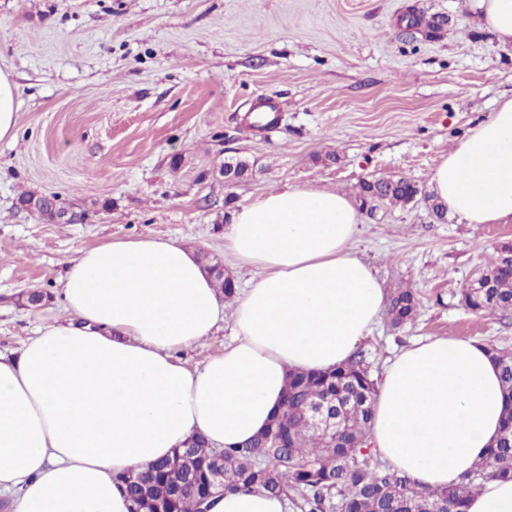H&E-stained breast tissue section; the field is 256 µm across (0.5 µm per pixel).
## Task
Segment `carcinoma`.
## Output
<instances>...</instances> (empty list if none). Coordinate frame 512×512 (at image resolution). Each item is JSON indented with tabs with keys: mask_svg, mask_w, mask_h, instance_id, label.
Segmentation results:
<instances>
[{
	"mask_svg": "<svg viewBox=\"0 0 512 512\" xmlns=\"http://www.w3.org/2000/svg\"><path fill=\"white\" fill-rule=\"evenodd\" d=\"M420 194L418 185L391 176L358 183L359 207L372 210L382 204H405ZM490 286L468 287V308L483 313L512 310V266L495 261L488 270ZM418 300L410 288L391 293L387 313L396 328L412 322ZM497 362L506 407L496 441L488 455L475 464L464 481L445 489H419L411 480L373 459L366 440L375 402L376 382L361 356L326 373L296 371L290 374L285 401L274 429L252 440L220 451L209 448L202 437L190 448L159 460L142 472L124 477L133 512H198L210 498V464L222 455L224 488L264 490L292 498L301 495V512H465L468 498L492 478L512 480V353L488 346ZM322 402L336 409L342 424L330 433L306 426L302 409Z\"/></svg>",
	"mask_w": 512,
	"mask_h": 512,
	"instance_id": "cac0c4a2",
	"label": "carcinoma"
}]
</instances>
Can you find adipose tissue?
I'll return each mask as SVG.
<instances>
[{
  "label": "adipose tissue",
  "mask_w": 512,
  "mask_h": 512,
  "mask_svg": "<svg viewBox=\"0 0 512 512\" xmlns=\"http://www.w3.org/2000/svg\"><path fill=\"white\" fill-rule=\"evenodd\" d=\"M430 183L458 223H512V98L456 141ZM360 222L345 195L298 186L235 211L224 247L263 276L235 300L232 342L193 368L174 351L224 321L193 251L152 237L69 260L63 317L20 355H0V495L12 512H131L124 475L196 435L217 449L248 441L278 411L290 372L346 363L385 307L351 249ZM504 409L485 344L429 339L387 365L369 444L417 486L442 489L486 455ZM208 512H287V501L229 490ZM466 512H512V480L485 481Z\"/></svg>",
  "instance_id": "adipose-tissue-1"
}]
</instances>
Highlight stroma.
<instances>
[{
  "label": "stroma",
  "mask_w": 512,
  "mask_h": 512,
  "mask_svg": "<svg viewBox=\"0 0 512 512\" xmlns=\"http://www.w3.org/2000/svg\"><path fill=\"white\" fill-rule=\"evenodd\" d=\"M476 0H0V70L17 86V135L0 141V354L18 355L58 316L60 279L80 251L172 238L218 262L231 210L286 185L354 196L403 176L420 193L362 215L353 250L386 292L410 288L416 320L381 317L358 350L373 378L426 338L512 351V311L468 309L465 288L512 241V224L437 220L429 178L441 156L512 97V45ZM443 14L407 36L408 9ZM274 105L278 121L253 124ZM251 171L224 183L225 160ZM81 213L50 224L21 194ZM47 297L35 308L29 292Z\"/></svg>",
  "instance_id": "obj_1"
}]
</instances>
